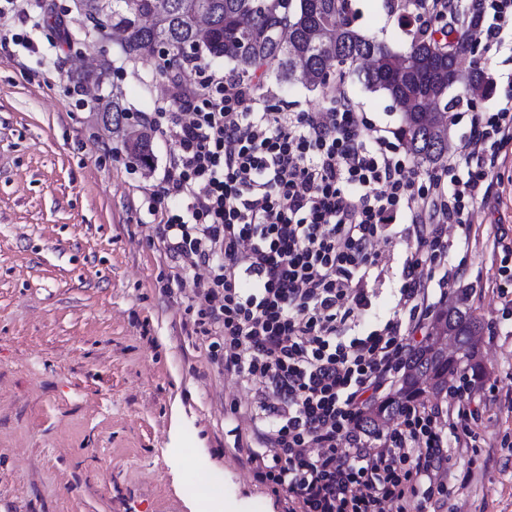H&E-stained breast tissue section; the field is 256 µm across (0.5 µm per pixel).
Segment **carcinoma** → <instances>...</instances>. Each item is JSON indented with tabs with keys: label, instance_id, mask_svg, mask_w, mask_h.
<instances>
[{
	"label": "carcinoma",
	"instance_id": "1",
	"mask_svg": "<svg viewBox=\"0 0 512 512\" xmlns=\"http://www.w3.org/2000/svg\"><path fill=\"white\" fill-rule=\"evenodd\" d=\"M99 0H88L90 19L97 23L98 34L110 27L125 34L120 53L132 60L155 55L166 48L164 65L191 62L205 53L214 60H228L243 76L273 74L285 84L296 83V65L304 68L301 85L326 90V61L343 57L356 63L354 72L371 93L412 102L409 112L399 113L396 133L409 147L419 166L435 169L448 156V127L428 118L425 103L437 92L448 71V60L466 54L465 44L450 46V55H437L433 69L411 61L404 70L393 67L395 51L360 33L351 0H108L104 8ZM206 17L209 37L190 55L181 46L196 39L197 21ZM430 44L442 49L441 42L423 26L416 29L410 46ZM469 99L486 98L492 92L488 73L473 67L463 77ZM132 159L149 165L153 162L152 136L146 131L127 142ZM438 315L448 316V328L454 332L457 349L448 354L434 348L431 337L413 353L407 371L395 395L370 406L363 426L373 432L381 423L394 419L404 403L448 390V376L459 370L484 377L478 341L472 329L481 327L473 312L444 308Z\"/></svg>",
	"mask_w": 512,
	"mask_h": 512
}]
</instances>
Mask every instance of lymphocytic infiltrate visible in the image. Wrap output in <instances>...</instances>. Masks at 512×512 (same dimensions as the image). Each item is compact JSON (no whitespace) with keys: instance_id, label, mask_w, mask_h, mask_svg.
<instances>
[{"instance_id":"obj_1","label":"lymphocytic infiltrate","mask_w":512,"mask_h":512,"mask_svg":"<svg viewBox=\"0 0 512 512\" xmlns=\"http://www.w3.org/2000/svg\"><path fill=\"white\" fill-rule=\"evenodd\" d=\"M406 0L402 26L429 14L454 33L477 30L485 62L512 34V0ZM253 89L208 77L161 106L154 124L176 145L153 193L156 230L193 279L187 305L211 363L246 384L233 407L250 423L233 450L285 512H427L447 495L438 476L455 441L475 447L464 375L455 410L414 402L371 436L362 415L406 366L433 296L464 273L449 265L467 243L480 200L512 143V102L472 115L463 151L418 169L397 135L360 120L343 97L318 112H257ZM186 197L187 213L169 199ZM405 244L387 315L374 310L379 244Z\"/></svg>"}]
</instances>
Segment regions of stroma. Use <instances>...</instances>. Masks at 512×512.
I'll return each mask as SVG.
<instances>
[{
	"label": "stroma",
	"mask_w": 512,
	"mask_h": 512,
	"mask_svg": "<svg viewBox=\"0 0 512 512\" xmlns=\"http://www.w3.org/2000/svg\"><path fill=\"white\" fill-rule=\"evenodd\" d=\"M360 30L395 50L410 33L384 0H354ZM73 0H0V29L23 44L0 47V512H202L186 486L216 477L234 512H283L232 453L233 403L249 394L211 364L185 313L191 289L167 291L173 263L149 212L177 148L153 130L154 161L130 159L103 120L105 98L127 108L126 128L149 123L156 104L230 63L202 57L177 74L160 57L127 60L115 34L95 37ZM112 63L103 87L77 71ZM490 97L464 102L448 133L462 151L469 117L512 95V63L487 65ZM270 112H317L339 94L359 115L395 128L391 101L347 76L342 91L253 83ZM493 174L494 194L475 214L465 274L449 301L483 324L480 351L495 400L475 393L477 453L452 449L448 501L437 512H512V319L502 320L495 282L497 238L512 240V144Z\"/></svg>",
	"instance_id": "obj_1"
}]
</instances>
